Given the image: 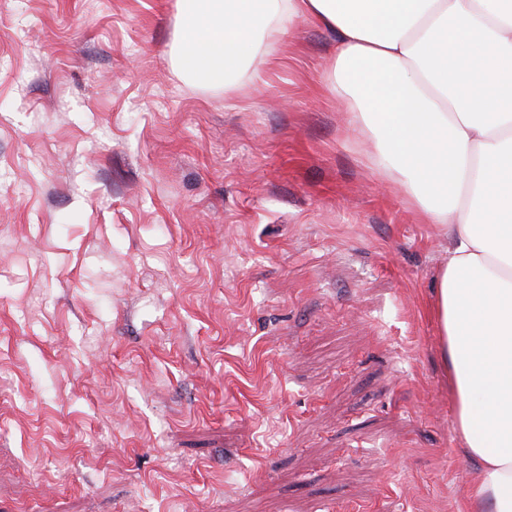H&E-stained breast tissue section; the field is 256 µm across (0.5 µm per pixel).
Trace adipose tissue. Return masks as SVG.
I'll return each mask as SVG.
<instances>
[{
    "mask_svg": "<svg viewBox=\"0 0 512 512\" xmlns=\"http://www.w3.org/2000/svg\"><path fill=\"white\" fill-rule=\"evenodd\" d=\"M182 67L227 83L304 21L329 89L421 223L448 239L430 312L478 463L472 512H512V0H179Z\"/></svg>",
    "mask_w": 512,
    "mask_h": 512,
    "instance_id": "adipose-tissue-1",
    "label": "adipose tissue"
}]
</instances>
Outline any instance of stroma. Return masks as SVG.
<instances>
[{"label":"stroma","mask_w":512,"mask_h":512,"mask_svg":"<svg viewBox=\"0 0 512 512\" xmlns=\"http://www.w3.org/2000/svg\"><path fill=\"white\" fill-rule=\"evenodd\" d=\"M177 0H0V512H462L448 240L305 24L228 90Z\"/></svg>","instance_id":"stroma-1"}]
</instances>
